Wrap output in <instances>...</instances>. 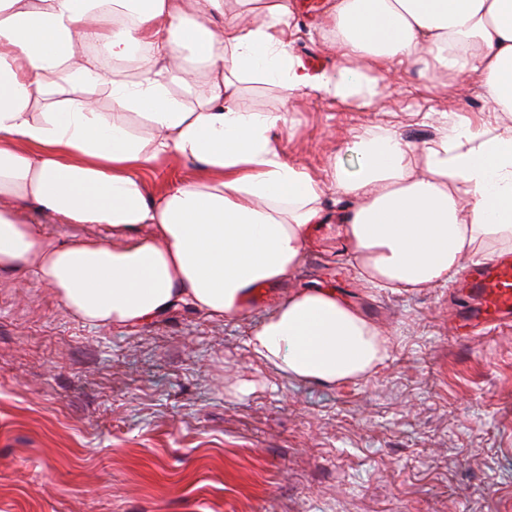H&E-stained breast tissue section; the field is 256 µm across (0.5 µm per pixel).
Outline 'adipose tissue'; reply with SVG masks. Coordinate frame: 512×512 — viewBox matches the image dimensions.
Returning <instances> with one entry per match:
<instances>
[{
	"mask_svg": "<svg viewBox=\"0 0 512 512\" xmlns=\"http://www.w3.org/2000/svg\"><path fill=\"white\" fill-rule=\"evenodd\" d=\"M292 14L289 0H0V284L33 274L93 325L177 306L238 318L257 285L295 272L330 189L368 288H433L511 245L512 126L475 129L452 112L419 146L366 132L359 170L333 164L327 188L275 146L285 113L243 109L239 81L287 101L309 89L370 102L390 65L421 51L430 81L475 79L511 113L512 0H332L326 25L346 63L316 73L285 38ZM105 55L135 60L134 77H105ZM103 83L109 112L93 97ZM172 156L200 176L151 197L144 171ZM22 208L112 239L49 234ZM248 345L285 375L331 385L371 376L391 341L333 292L305 289Z\"/></svg>",
	"mask_w": 512,
	"mask_h": 512,
	"instance_id": "obj_1",
	"label": "adipose tissue"
}]
</instances>
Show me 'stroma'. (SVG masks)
Returning <instances> with one entry per match:
<instances>
[{
	"label": "stroma",
	"instance_id": "1",
	"mask_svg": "<svg viewBox=\"0 0 512 512\" xmlns=\"http://www.w3.org/2000/svg\"><path fill=\"white\" fill-rule=\"evenodd\" d=\"M298 12L291 39L314 71L337 57ZM387 93L340 103L246 83L241 105L286 113L276 147L327 179L359 165V134L420 143L436 115L480 123L474 80L430 83L394 63ZM340 224L313 231L291 277L239 319L177 307L140 325H90L34 275L0 284V512H512V315L470 316L452 284L363 287ZM335 289L393 338L369 378L318 385L257 360L252 330L294 291Z\"/></svg>",
	"mask_w": 512,
	"mask_h": 512
}]
</instances>
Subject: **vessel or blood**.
Masks as SVG:
<instances>
[{"instance_id":"obj_1","label":"vessel or blood","mask_w":512,"mask_h":512,"mask_svg":"<svg viewBox=\"0 0 512 512\" xmlns=\"http://www.w3.org/2000/svg\"><path fill=\"white\" fill-rule=\"evenodd\" d=\"M461 283L477 298L478 317L494 324L512 312V258L501 257L466 271Z\"/></svg>"}]
</instances>
